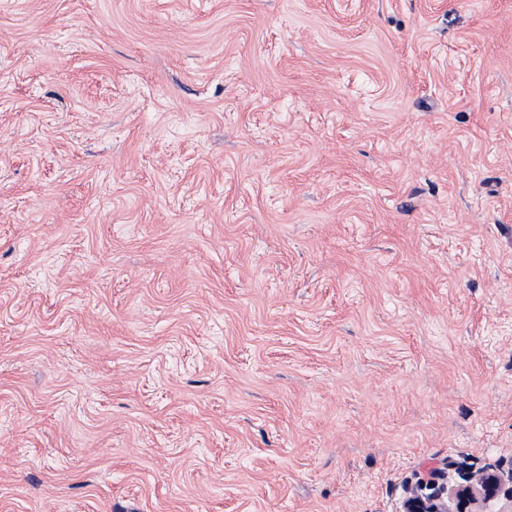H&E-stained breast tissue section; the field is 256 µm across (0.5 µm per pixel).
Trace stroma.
Masks as SVG:
<instances>
[{"instance_id":"obj_1","label":"stroma","mask_w":512,"mask_h":512,"mask_svg":"<svg viewBox=\"0 0 512 512\" xmlns=\"http://www.w3.org/2000/svg\"><path fill=\"white\" fill-rule=\"evenodd\" d=\"M0 512H512V0H0ZM490 472L480 471L467 478V482L460 488L448 489L447 485L436 486L433 492L426 494L422 490H415L403 501V512H453L450 504L454 497L463 496L472 501L475 509L480 512L481 506L494 497L499 479Z\"/></svg>"}]
</instances>
